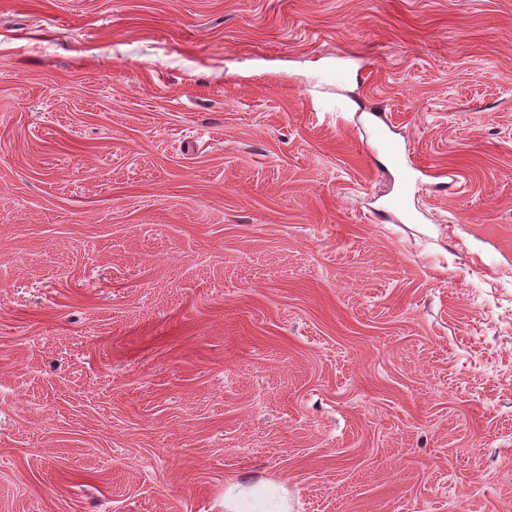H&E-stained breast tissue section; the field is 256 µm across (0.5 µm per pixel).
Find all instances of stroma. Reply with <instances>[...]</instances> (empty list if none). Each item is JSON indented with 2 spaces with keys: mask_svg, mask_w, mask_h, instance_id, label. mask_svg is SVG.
Masks as SVG:
<instances>
[{
  "mask_svg": "<svg viewBox=\"0 0 512 512\" xmlns=\"http://www.w3.org/2000/svg\"><path fill=\"white\" fill-rule=\"evenodd\" d=\"M231 478L512 512V0H0V512ZM374 136L376 139L381 141V146L384 152L392 158L393 162L399 165V187L395 195L390 199L388 208L392 212H403L407 206L408 195L416 181V168L413 164H405L401 162V152L399 147L385 138L381 127L376 128Z\"/></svg>",
  "mask_w": 512,
  "mask_h": 512,
  "instance_id": "1",
  "label": "stroma"
}]
</instances>
